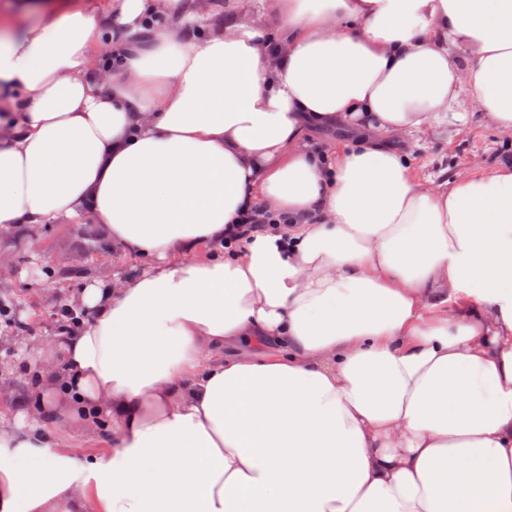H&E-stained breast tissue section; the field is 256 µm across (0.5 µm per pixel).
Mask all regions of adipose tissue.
Masks as SVG:
<instances>
[{"label": "adipose tissue", "instance_id": "1", "mask_svg": "<svg viewBox=\"0 0 512 512\" xmlns=\"http://www.w3.org/2000/svg\"><path fill=\"white\" fill-rule=\"evenodd\" d=\"M37 8L0 35V229L86 215L149 263L85 288L47 417L0 411V512H512V167L434 194L386 146L467 96L512 134V0ZM255 207L287 221L218 251ZM236 0H208V12L210 17L205 24L203 29H209L212 26L224 25V19L226 20L230 16H235L238 19H244L248 21L263 20L270 21L273 17L272 11L269 9L271 3H264L266 8H262L258 3H255L248 12H245L240 5L237 4ZM359 132L353 133L338 125L336 127H313L308 130V143L315 147H322L324 151L331 150L335 144L348 141L356 137Z\"/></svg>", "mask_w": 512, "mask_h": 512}]
</instances>
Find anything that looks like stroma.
<instances>
[{
	"label": "stroma",
	"mask_w": 512,
	"mask_h": 512,
	"mask_svg": "<svg viewBox=\"0 0 512 512\" xmlns=\"http://www.w3.org/2000/svg\"><path fill=\"white\" fill-rule=\"evenodd\" d=\"M464 120H449L395 141L409 159L410 172L424 188L438 191L462 178L489 176L512 165V137L499 133L481 106L463 100ZM0 296L14 303L12 323L0 324V378L12 390L0 409L32 406L28 392L36 367L49 356L59 303L80 302L94 281L140 269L143 258L118 257L102 225L88 217L0 229Z\"/></svg>",
	"instance_id": "stroma-1"
}]
</instances>
